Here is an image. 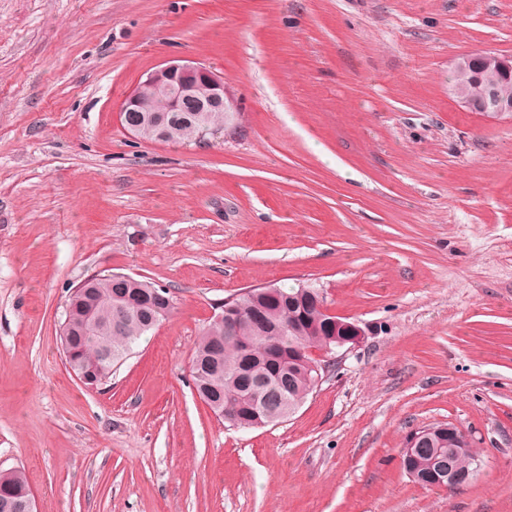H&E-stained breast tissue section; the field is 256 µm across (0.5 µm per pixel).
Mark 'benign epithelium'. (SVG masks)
Returning a JSON list of instances; mask_svg holds the SVG:
<instances>
[{
	"instance_id": "1",
	"label": "benign epithelium",
	"mask_w": 512,
	"mask_h": 512,
	"mask_svg": "<svg viewBox=\"0 0 512 512\" xmlns=\"http://www.w3.org/2000/svg\"><path fill=\"white\" fill-rule=\"evenodd\" d=\"M453 71L462 77L452 85V94L460 107L489 118L512 119V93L504 91L512 84V55L484 52L479 59L473 54L463 55L455 60ZM153 98H161L169 105L189 103L191 112H222L226 122L236 114L227 96L224 76L200 62L180 57L170 58L144 73L125 98L120 112H152ZM324 312L329 316L330 341L334 342V347L328 346L322 352L321 368L325 370L333 349L360 343L368 328L335 314L327 306ZM439 429L448 434L453 447H472L469 434L462 428L441 423Z\"/></svg>"
}]
</instances>
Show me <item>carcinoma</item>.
<instances>
[{"mask_svg": "<svg viewBox=\"0 0 512 512\" xmlns=\"http://www.w3.org/2000/svg\"><path fill=\"white\" fill-rule=\"evenodd\" d=\"M224 127L222 112H167L162 125L141 123L138 136L165 142H197ZM88 292L66 300L64 320L73 328L60 337L68 346L74 370L95 376L121 364L132 345L166 319L174 309L170 291L121 273L87 278ZM310 285L297 288L248 289L237 296L238 320L232 327L210 322L191 359V377L198 396L233 428L256 427L257 398L294 411L317 383L312 351L326 341V315L311 296ZM112 348V362L101 355ZM453 467L456 479L443 482L454 489L478 476L473 455L448 447V437L432 434L403 467L416 482L434 488V476ZM29 490L22 469L0 471V502H15Z\"/></svg>", "mask_w": 512, "mask_h": 512, "instance_id": "1", "label": "carcinoma"}]
</instances>
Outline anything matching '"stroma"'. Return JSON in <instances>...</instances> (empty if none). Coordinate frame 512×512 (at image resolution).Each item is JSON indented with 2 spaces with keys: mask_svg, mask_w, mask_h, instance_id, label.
I'll return each mask as SVG.
<instances>
[{
  "mask_svg": "<svg viewBox=\"0 0 512 512\" xmlns=\"http://www.w3.org/2000/svg\"><path fill=\"white\" fill-rule=\"evenodd\" d=\"M483 51L512 54V0H0V470L38 512H512V120L449 91ZM174 56L223 74L236 126L123 128ZM111 272L176 305L90 389L63 307ZM271 284L371 331L290 419L231 429L191 354ZM439 422L481 460L451 491L402 466Z\"/></svg>",
  "mask_w": 512,
  "mask_h": 512,
  "instance_id": "stroma-1",
  "label": "stroma"
}]
</instances>
